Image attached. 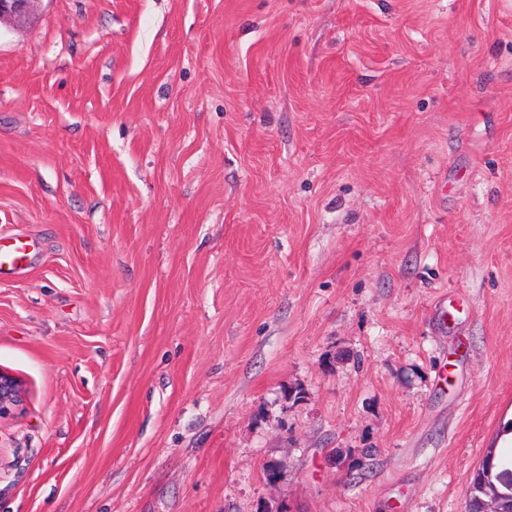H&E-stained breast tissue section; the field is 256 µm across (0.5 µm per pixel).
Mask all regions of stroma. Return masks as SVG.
<instances>
[{
  "label": "stroma",
  "mask_w": 512,
  "mask_h": 512,
  "mask_svg": "<svg viewBox=\"0 0 512 512\" xmlns=\"http://www.w3.org/2000/svg\"><path fill=\"white\" fill-rule=\"evenodd\" d=\"M16 233L0 512H465L512 414V0H36ZM26 389L22 380L13 373L0 369V418L22 410Z\"/></svg>",
  "instance_id": "1"
}]
</instances>
